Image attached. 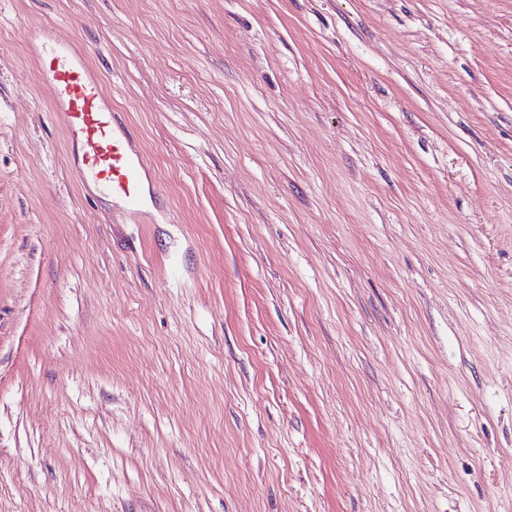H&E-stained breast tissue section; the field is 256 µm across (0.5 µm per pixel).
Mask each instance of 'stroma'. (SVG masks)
I'll return each mask as SVG.
<instances>
[{"label":"stroma","instance_id":"obj_1","mask_svg":"<svg viewBox=\"0 0 512 512\" xmlns=\"http://www.w3.org/2000/svg\"><path fill=\"white\" fill-rule=\"evenodd\" d=\"M0 512H512V0H0ZM41 76L55 92L54 105L68 135L80 142L82 180H94L125 211H137L143 200L146 162L135 156L115 133L112 102L100 80L72 41H60L46 28L30 31Z\"/></svg>","mask_w":512,"mask_h":512}]
</instances>
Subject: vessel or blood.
<instances>
[{
    "mask_svg": "<svg viewBox=\"0 0 512 512\" xmlns=\"http://www.w3.org/2000/svg\"><path fill=\"white\" fill-rule=\"evenodd\" d=\"M30 37L41 61V75L54 88V105L64 128L81 144L79 177L94 180L123 210L137 211L143 200L146 162L117 136L112 102L100 80L73 42L58 40L42 27L32 29Z\"/></svg>",
    "mask_w": 512,
    "mask_h": 512,
    "instance_id": "vessel-or-blood-1",
    "label": "vessel or blood"
}]
</instances>
